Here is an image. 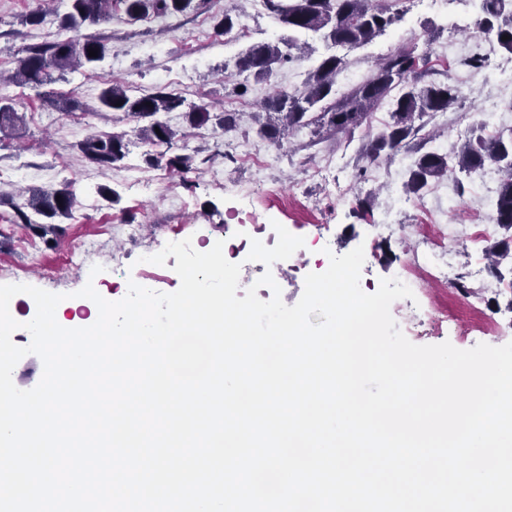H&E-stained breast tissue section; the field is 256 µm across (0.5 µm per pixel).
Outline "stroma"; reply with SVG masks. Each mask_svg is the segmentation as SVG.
<instances>
[{
	"label": "stroma",
	"mask_w": 512,
	"mask_h": 512,
	"mask_svg": "<svg viewBox=\"0 0 512 512\" xmlns=\"http://www.w3.org/2000/svg\"><path fill=\"white\" fill-rule=\"evenodd\" d=\"M42 0H0V74L15 70L23 48L66 38L54 14L38 26L22 24L24 15ZM404 19L373 42L350 50L347 66L372 70L378 57L415 46L428 54L433 79L460 75L467 82L463 97L448 111L425 117V132L434 134L443 151H456L471 130L481 125V110L488 101H512V80L504 68L512 66V54L497 50L486 55L482 44L467 39L465 27L474 26L481 14V0H402ZM231 12L250 23L247 37L220 33L214 21ZM107 47L97 69L67 73L55 84L58 92H74L80 110L59 111L39 99L35 90L0 81V96L12 99L23 117L18 133L0 136V182L23 189H56L70 183L76 197L72 218L63 220L52 239H41L39 258L19 248L31 230L6 224L0 230V284L22 283L58 294H73V306H82L76 293L86 283L102 288L120 287L126 278L140 275L139 262L147 248L162 250L176 231L205 236L207 243L224 237L225 225L239 220L279 222L290 233L303 237L305 245L289 259L271 265L286 305L299 301L308 273L322 272L329 254L343 255L356 247L364 249L360 287L375 292L384 278L399 277L402 268L429 259V241L423 223H486L479 242L460 236L448 245L452 272L449 279L428 281L414 299H399L391 315L404 335L417 345L450 342L459 349L485 343L501 346L512 341V264L502 263L500 277H493L486 253L494 245L512 240V233L491 221L478 178L440 179L445 197L433 192L409 195L403 184L409 160L399 156L389 164L367 170L358 151L368 135L378 133L389 120V105L373 113L369 125L350 134L314 141L310 129L288 137L287 150H279L256 133L254 114L277 90L301 86L308 70L324 53L320 36H307L304 56L277 69L264 82L252 83L247 95L239 96L227 79L226 65L248 43L282 35V28L267 11L256 10L253 0H208L201 12L178 17L133 22L123 14L112 21L86 29ZM485 56L486 65L474 71L473 56ZM124 85L129 94L143 96L164 87L187 104L208 105L211 111L238 113V128L224 131L216 125L189 128L182 113L165 114L176 131L175 153L198 160L188 181L165 166L148 164L149 148L135 133L132 118L117 113L109 118L95 115L98 96L110 84ZM124 131L129 153L119 168L107 169L89 163L78 145L94 131ZM267 151L272 162L264 169L242 163L250 147ZM224 170V184L211 181L212 166ZM370 198L369 213L356 208L359 198ZM94 243L92 264L72 261L70 252L80 242ZM52 265L54 280H45L41 264ZM100 265L91 275L92 265ZM429 309L424 325L411 323L412 310ZM472 323L487 324L486 334L469 332Z\"/></svg>",
	"instance_id": "35a3bbf8"
}]
</instances>
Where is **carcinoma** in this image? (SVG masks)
Segmentation results:
<instances>
[{
  "label": "carcinoma",
  "instance_id": "1",
  "mask_svg": "<svg viewBox=\"0 0 512 512\" xmlns=\"http://www.w3.org/2000/svg\"><path fill=\"white\" fill-rule=\"evenodd\" d=\"M205 0H62L66 10L58 16L59 27L79 31L112 19V10L120 5L128 20L149 16L173 17L193 8L194 2ZM265 8L281 27L292 36L273 41H257L248 45L236 61L238 73H248L257 80L268 79L274 68L294 58L293 51L302 50L294 34H321L328 53L308 73L302 88L294 93L279 91L263 104L265 115L258 121L257 134L281 147L290 133L298 128L313 127L320 138L326 135L352 132L369 123L372 112L388 96H393L390 122L386 128L364 142L360 158L377 166L398 154H412L414 159L405 183L406 192L419 193L432 180H439L453 169L468 176L477 175L489 167L503 173L493 202V219L499 227L512 231V133L486 139L474 133L449 155L438 149L422 151L413 143L419 131L415 121L448 107L460 96V89L449 80L424 82L427 55L416 53V47L400 49L378 63L370 78L350 90L337 94L336 77L345 69V56L339 48L354 49L372 42L399 22L404 11L391 6L376 5L372 0H264ZM482 16L478 26L491 33L498 46L512 53V6L507 0H482ZM97 56H89V50ZM106 55L105 44L94 36L78 39H57L30 46L20 60L12 79L15 83L39 89L56 81L53 72L93 69ZM97 112H121L137 123L141 140L155 146L172 149L176 132L161 119V114L176 112L184 99L164 87L154 92L132 97L117 84L105 87L98 98ZM192 128H202L215 122L226 131L238 127L235 112H212L205 104L194 105L184 112ZM22 117L15 105L0 98V133L16 131ZM79 151L91 163L113 168L126 157L127 139L124 132L92 134L78 144ZM167 167L187 173L195 165V157L175 154L168 157ZM75 197L66 184L53 190H34L10 203L9 221L36 233L53 231L43 220L68 218L72 215Z\"/></svg>",
  "mask_w": 512,
  "mask_h": 512
}]
</instances>
